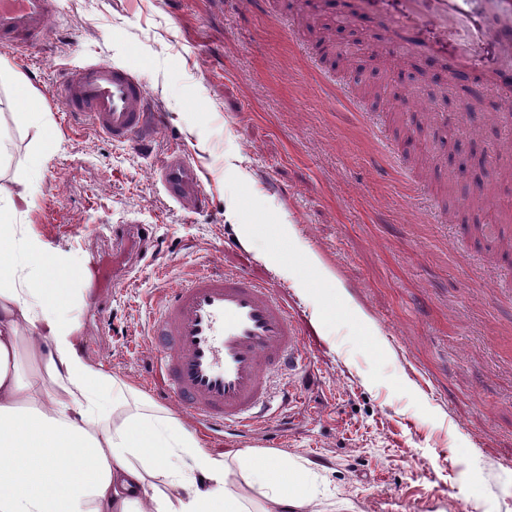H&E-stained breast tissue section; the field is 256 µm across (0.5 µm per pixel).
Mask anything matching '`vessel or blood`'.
Listing matches in <instances>:
<instances>
[{"mask_svg": "<svg viewBox=\"0 0 512 512\" xmlns=\"http://www.w3.org/2000/svg\"><path fill=\"white\" fill-rule=\"evenodd\" d=\"M475 0H400L390 26L397 38L426 58L442 52L420 31L459 22L471 25V42L449 58V68L468 58L472 46L497 45L504 66L498 90L512 96V0H490L493 19L480 18ZM56 0H0V45L20 52L39 49L50 34ZM70 115L87 118L113 142L141 148L155 136L147 84L108 62L67 69L54 86ZM165 194L186 212L204 202L197 167L180 148L157 160ZM149 342L156 351L155 376L169 397L202 428L249 433L282 428L275 407L276 379L302 371L308 352L304 331L270 283L248 271L199 269L155 304Z\"/></svg>", "mask_w": 512, "mask_h": 512, "instance_id": "1", "label": "vessel or blood"}]
</instances>
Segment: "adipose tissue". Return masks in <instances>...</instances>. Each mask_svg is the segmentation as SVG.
<instances>
[{"label": "adipose tissue", "mask_w": 512, "mask_h": 512, "mask_svg": "<svg viewBox=\"0 0 512 512\" xmlns=\"http://www.w3.org/2000/svg\"><path fill=\"white\" fill-rule=\"evenodd\" d=\"M42 163L0 195V512H303L311 469L251 450L227 460L85 357L86 267L15 222Z\"/></svg>", "instance_id": "ef3b65f1"}]
</instances>
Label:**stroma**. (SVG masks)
Wrapping results in <instances>:
<instances>
[{
    "label": "stroma",
    "instance_id": "1",
    "mask_svg": "<svg viewBox=\"0 0 512 512\" xmlns=\"http://www.w3.org/2000/svg\"><path fill=\"white\" fill-rule=\"evenodd\" d=\"M33 55L0 48V140L9 191L45 152L33 207L19 221L114 284L88 286L83 352L145 393L154 389L153 306L198 267L270 281L301 322L310 374L277 433H205L210 451L296 458L319 476L308 512H512V182L490 151L506 109L492 84L472 98L448 73L396 47L394 0L371 22L321 0H57ZM105 61L148 84L161 129L147 151L72 119L51 87L69 65ZM375 72L379 97L355 89ZM45 123L27 122L26 112ZM377 122L402 146L390 155ZM183 146L200 163L208 206L193 215L163 194L154 157ZM150 226L153 243L108 227ZM303 258L292 278L269 259L274 227ZM336 302L322 316L317 302Z\"/></svg>",
    "mask_w": 512,
    "mask_h": 512
}]
</instances>
